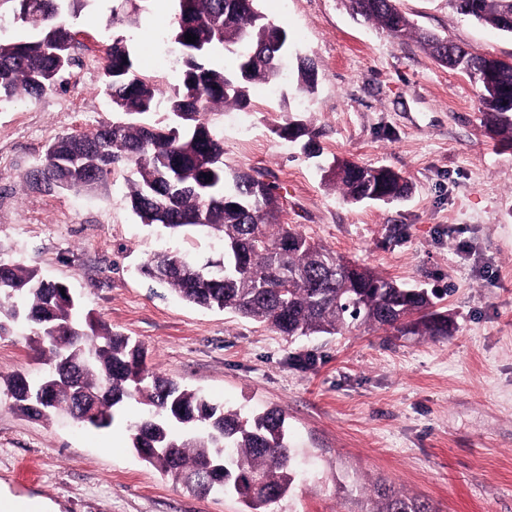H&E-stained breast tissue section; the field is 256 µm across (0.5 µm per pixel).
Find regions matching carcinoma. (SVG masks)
I'll return each instance as SVG.
<instances>
[{"label":"carcinoma","instance_id":"cac0c4a2","mask_svg":"<svg viewBox=\"0 0 512 512\" xmlns=\"http://www.w3.org/2000/svg\"><path fill=\"white\" fill-rule=\"evenodd\" d=\"M19 18L36 30L30 40L0 38V97L23 92L32 98L63 81L59 65L74 64L76 40L60 18L58 0H20ZM112 25L133 28L137 17L122 2ZM259 0H178L173 21L183 58L182 89L165 96L139 77L124 37L107 51L105 76L115 110L128 116L92 134H65L24 175L25 183H54L61 190L92 191L116 165H133L130 203L147 224L172 232L206 228L218 233L223 273L215 265L196 266L176 252L154 255L143 273L167 284L185 301L208 309L231 310L267 324L285 336L337 335L353 329H390L401 336H447L448 313L436 309L443 293L411 288L364 268L355 282L340 267L343 256L289 224L278 223L276 186L254 169L227 173L220 134L206 122L209 104L244 109L249 90L280 74L288 32L258 7ZM352 15L375 24L391 38L415 41L436 63L463 74L478 89L487 131L512 140V67L486 76L488 56L418 30L397 0H345ZM454 13L512 36V0H448ZM195 43L185 42V35ZM224 52L229 66L211 68L203 60ZM316 68L297 61L301 89L315 88ZM164 111L167 125L141 117ZM281 138L316 132L291 117L277 126ZM328 181L343 198L361 202L373 196L390 202L410 192L409 183L386 166L342 161ZM60 283L36 269L0 262V336L27 323L41 332L36 350L49 354L52 369L37 381L21 373L6 379L15 407L36 418L65 412L74 419L88 410L110 427L129 400L147 416L134 426L131 444L147 463L194 494L222 486L241 498L248 512L282 498L294 483L285 414L280 409L243 415L210 403L146 366L141 343L96 319L76 318V303L62 295ZM357 512H434L426 499L377 481Z\"/></svg>","mask_w":512,"mask_h":512}]
</instances>
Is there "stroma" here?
I'll return each mask as SVG.
<instances>
[{
  "instance_id": "stroma-1",
  "label": "stroma",
  "mask_w": 512,
  "mask_h": 512,
  "mask_svg": "<svg viewBox=\"0 0 512 512\" xmlns=\"http://www.w3.org/2000/svg\"><path fill=\"white\" fill-rule=\"evenodd\" d=\"M115 0H83L62 18L80 62L39 98L0 99V261L60 282L83 313L131 336L147 366L212 403L284 411L297 480L270 512H353L368 481L428 499L435 512H512V145L482 123L474 86L411 40L353 17L344 0H260L290 36L288 66H317L314 92L292 79L252 91L246 109L213 107L227 168L263 172L279 220L397 282L444 288L451 335L384 330L288 337L231 311L190 304L140 271L180 251L202 266L223 257L217 235L146 225L130 205L131 167L94 192L22 184L48 146L115 120L104 90L117 35ZM418 27L478 54L512 57V37L453 13L448 0H398ZM178 0H142L125 33L138 71L166 93L181 85L172 41ZM319 129L279 138L288 115ZM387 166L409 181L392 204L350 203L326 185L333 159ZM30 327L0 337V375L36 378L48 360ZM132 404L97 429L58 414L33 420L0 388V499L44 512H247L235 495L201 497L130 446Z\"/></svg>"
}]
</instances>
